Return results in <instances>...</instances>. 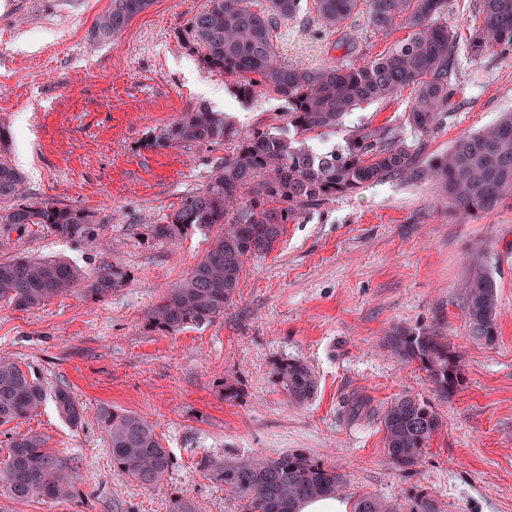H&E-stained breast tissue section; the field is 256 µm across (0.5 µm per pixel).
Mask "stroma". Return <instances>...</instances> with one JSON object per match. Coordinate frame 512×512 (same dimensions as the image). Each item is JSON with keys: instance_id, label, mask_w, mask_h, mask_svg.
I'll use <instances>...</instances> for the list:
<instances>
[{"instance_id": "35a3bbf8", "label": "stroma", "mask_w": 512, "mask_h": 512, "mask_svg": "<svg viewBox=\"0 0 512 512\" xmlns=\"http://www.w3.org/2000/svg\"><path fill=\"white\" fill-rule=\"evenodd\" d=\"M206 0H154L108 43L89 31L109 0H0V121L10 130L0 157L24 176L21 200L90 214L96 240L75 241L38 225L0 224V260L61 258L123 275L101 301L80 291L21 310L0 302V360L65 387L83 409L80 427L53 405L0 426L41 434L77 480L75 501L15 504L11 512H168L192 500L197 512H243L241 498L203 473L207 454L228 459L299 450L344 479L345 498L374 494L416 512H512V203L489 214L452 209L436 186L391 178L333 198L285 224L274 249L247 259L223 317L176 332L155 328L152 310L224 230L216 224L178 240L149 227L205 188L233 142L153 148L154 130L207 106L245 132L286 128L285 102L239 96L233 78L200 62L183 35ZM339 33L306 17L282 23L278 46L303 67L337 56ZM347 60L363 64L391 45L362 16L348 22ZM412 98L352 112L311 148L343 145L358 124L387 125L421 141L424 157L512 112V51L463 61L459 108L438 131L406 128ZM498 280V335L472 336L462 284L473 264ZM397 326L438 331L460 357L463 382L440 393L419 363L388 351ZM307 364L317 378L308 402H289L276 367ZM427 401L441 417L420 462L386 458L381 416L400 396ZM134 412L154 426L174 466L147 489L112 465L99 416Z\"/></svg>"}]
</instances>
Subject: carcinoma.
I'll use <instances>...</instances> for the list:
<instances>
[{
    "instance_id": "carcinoma-1",
    "label": "carcinoma",
    "mask_w": 512,
    "mask_h": 512,
    "mask_svg": "<svg viewBox=\"0 0 512 512\" xmlns=\"http://www.w3.org/2000/svg\"><path fill=\"white\" fill-rule=\"evenodd\" d=\"M359 2L206 0L191 18L185 34L202 63L234 78L243 95L261 88L284 100L288 135L245 133L224 113L200 106L153 136L155 148L237 143L205 189L185 198L163 223L150 225L152 236L162 240L224 225L206 254L154 307L151 321L156 328L173 332L224 315L246 260L272 251L284 224L331 198L393 177L435 182L464 213H490L512 200V112L459 136L447 151L425 162L420 160V144H409L394 130L369 123L354 126L339 149L318 153L306 146L312 133L336 128L354 110L394 100L408 87L415 88V95L404 124L421 135L433 132L452 109L460 55L478 61L495 48L512 49V0H478L480 22L468 28L465 38L445 21L448 0H365L366 28L383 37L404 30L406 37L360 66L336 61L300 67L280 56L277 36L282 21L311 15L324 29L340 31L359 14ZM152 4L109 0L91 28V38H116ZM23 182L17 167L0 160L1 224L15 230L39 225L70 240L95 237L93 220L81 210L18 202ZM121 283L122 274L108 265L87 274L59 259L0 261V300L18 308H35L77 286L86 297L103 300ZM464 288L471 334L493 342L499 315L494 273L477 263ZM388 345L400 358L419 363L440 392L450 394L460 385L457 356L435 330L397 327L389 333ZM277 376L294 403L309 401L317 390L314 373L302 361L280 364ZM49 400L71 426L81 425L83 409L69 389L49 393L31 370L0 362V426L38 413ZM381 423L388 461L401 469L418 464L443 426L427 402L409 395L391 402ZM101 426L114 468L147 487L163 483L174 460L148 420L112 410L102 414ZM199 467L210 480L245 500L244 512H299L303 501L343 489L335 469L299 450L238 461L207 454ZM0 497L14 503L53 502L75 500L79 491L67 463L46 448L41 435L18 432L9 438L7 457L0 459ZM353 512L396 508L363 495Z\"/></svg>"
}]
</instances>
